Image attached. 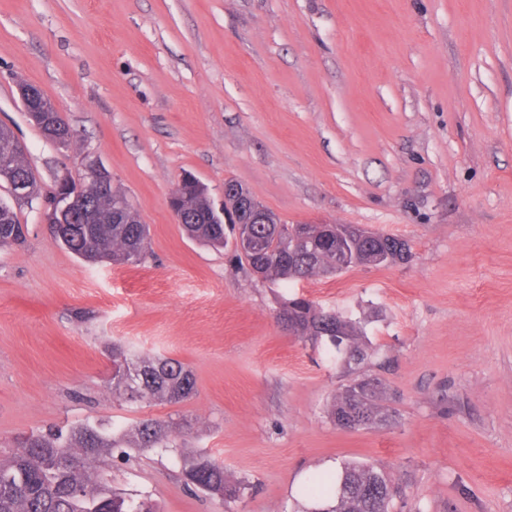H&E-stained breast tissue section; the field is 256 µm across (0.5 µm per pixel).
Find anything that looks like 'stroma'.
<instances>
[{
	"mask_svg": "<svg viewBox=\"0 0 512 512\" xmlns=\"http://www.w3.org/2000/svg\"><path fill=\"white\" fill-rule=\"evenodd\" d=\"M73 137L46 141L18 85ZM0 125L43 186L87 152L149 227L140 263L91 265L38 208L0 249V458L21 434L84 420H188L189 443L252 484L237 512H295L309 480L366 463L406 489L394 512H512V0H0ZM214 205L247 188L285 224L406 239L405 264L282 285L189 238L183 174ZM304 297L360 321L356 372L285 335ZM178 359L180 405L112 395L109 341ZM379 377L389 425L328 419ZM159 512H224L167 458L112 461Z\"/></svg>",
	"mask_w": 512,
	"mask_h": 512,
	"instance_id": "1",
	"label": "stroma"
}]
</instances>
